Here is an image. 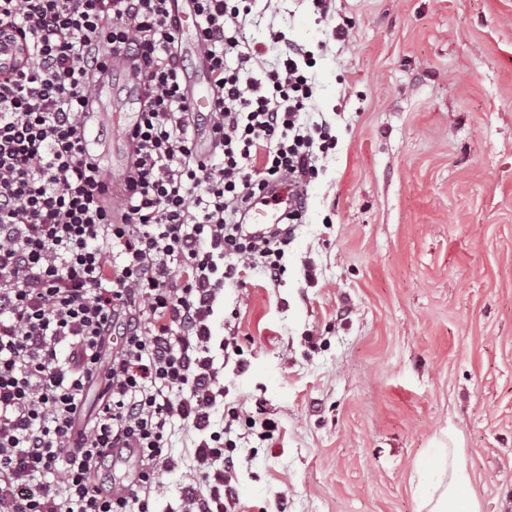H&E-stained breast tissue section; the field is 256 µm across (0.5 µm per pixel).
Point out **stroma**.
<instances>
[{
	"label": "stroma",
	"instance_id": "stroma-1",
	"mask_svg": "<svg viewBox=\"0 0 512 512\" xmlns=\"http://www.w3.org/2000/svg\"><path fill=\"white\" fill-rule=\"evenodd\" d=\"M272 27L336 146L281 279L240 272L210 318L232 512H417L450 440L481 512H512V0H279L245 30L269 63ZM199 439L173 425L151 512H184Z\"/></svg>",
	"mask_w": 512,
	"mask_h": 512
}]
</instances>
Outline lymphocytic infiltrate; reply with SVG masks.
<instances>
[{
  "label": "lymphocytic infiltrate",
  "instance_id": "obj_1",
  "mask_svg": "<svg viewBox=\"0 0 512 512\" xmlns=\"http://www.w3.org/2000/svg\"><path fill=\"white\" fill-rule=\"evenodd\" d=\"M258 7L192 0L212 100L195 112L172 0H0V32L26 44L0 69V512H149L175 422L202 435L187 512H224L241 462L204 437L221 393L209 318L240 269L281 278L288 229L249 235L247 211L332 144L306 119L309 52L271 32L268 69L245 40ZM110 52L142 106L115 188L81 133ZM116 449L135 461L121 495L104 474Z\"/></svg>",
  "mask_w": 512,
  "mask_h": 512
}]
</instances>
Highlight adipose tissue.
<instances>
[{
	"label": "adipose tissue",
	"instance_id": "ef3b65f1",
	"mask_svg": "<svg viewBox=\"0 0 512 512\" xmlns=\"http://www.w3.org/2000/svg\"><path fill=\"white\" fill-rule=\"evenodd\" d=\"M456 449H439L418 483V512H480Z\"/></svg>",
	"mask_w": 512,
	"mask_h": 512
}]
</instances>
